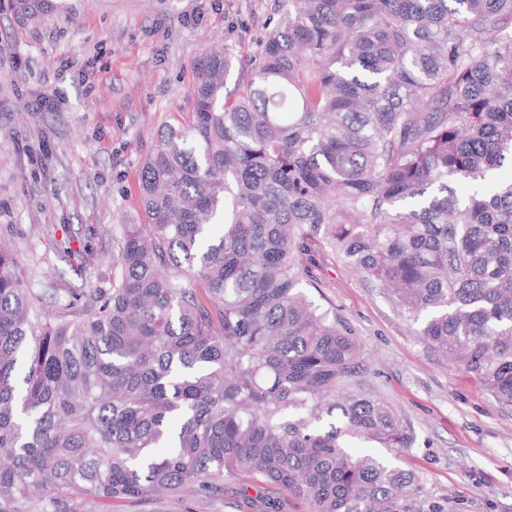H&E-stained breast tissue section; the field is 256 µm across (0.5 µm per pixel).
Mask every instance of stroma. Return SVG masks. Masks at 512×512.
Here are the masks:
<instances>
[{
  "mask_svg": "<svg viewBox=\"0 0 512 512\" xmlns=\"http://www.w3.org/2000/svg\"><path fill=\"white\" fill-rule=\"evenodd\" d=\"M55 3L26 20L0 0V240L44 316L111 280L112 227L143 221L142 164L159 128L188 116L194 59L220 41L244 65L278 19L276 0ZM312 270L311 297L360 346L363 392L414 433L386 457L415 474L419 512H512V406L437 356L391 290L326 248Z\"/></svg>",
  "mask_w": 512,
  "mask_h": 512,
  "instance_id": "35a3bbf8",
  "label": "stroma"
}]
</instances>
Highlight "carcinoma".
Returning <instances> with one entry per match:
<instances>
[{
    "mask_svg": "<svg viewBox=\"0 0 512 512\" xmlns=\"http://www.w3.org/2000/svg\"><path fill=\"white\" fill-rule=\"evenodd\" d=\"M35 19L54 0H14ZM233 93L221 43L112 229L108 288L42 321L0 245V512H144L261 486L309 512H413L371 448L410 428L361 390L313 243L393 290L440 357L512 406V0H278Z\"/></svg>",
    "mask_w": 512,
    "mask_h": 512,
    "instance_id": "carcinoma-1",
    "label": "carcinoma"
}]
</instances>
